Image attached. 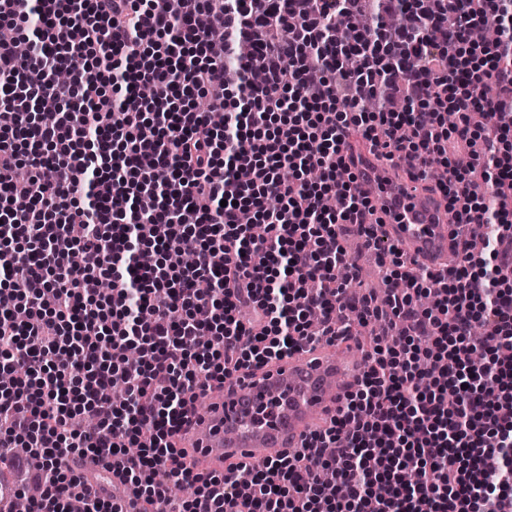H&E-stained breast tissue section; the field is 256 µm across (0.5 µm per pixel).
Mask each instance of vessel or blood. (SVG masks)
Masks as SVG:
<instances>
[{
	"label": "vessel or blood",
	"mask_w": 512,
	"mask_h": 512,
	"mask_svg": "<svg viewBox=\"0 0 512 512\" xmlns=\"http://www.w3.org/2000/svg\"><path fill=\"white\" fill-rule=\"evenodd\" d=\"M355 171L384 234L406 257L433 267L458 252L451 225L416 177L396 176L394 162L369 153L356 158ZM339 342L341 356L305 347L250 372L244 382L226 381L207 414L192 416L184 428L185 447L218 473L300 447L337 414L364 370L354 337Z\"/></svg>",
	"instance_id": "1"
}]
</instances>
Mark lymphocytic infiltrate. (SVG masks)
<instances>
[{"label":"lymphocytic infiltrate","mask_w":512,"mask_h":512,"mask_svg":"<svg viewBox=\"0 0 512 512\" xmlns=\"http://www.w3.org/2000/svg\"><path fill=\"white\" fill-rule=\"evenodd\" d=\"M0 21L28 44L0 41V512L31 485L30 512H115L129 489L150 512L184 484L170 512H512V0H0ZM355 136L442 165L454 224L484 228L446 275L366 231ZM353 231L392 265L383 297L349 291ZM379 319L295 454L177 462L208 383ZM73 454L120 483L83 497Z\"/></svg>","instance_id":"f902f5d3"}]
</instances>
